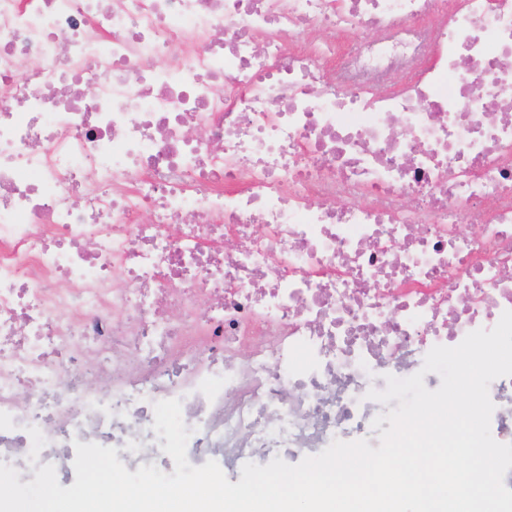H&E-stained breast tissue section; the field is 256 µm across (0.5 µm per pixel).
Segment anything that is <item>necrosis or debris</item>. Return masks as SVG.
<instances>
[{"instance_id": "4bbe7bcc", "label": "necrosis or debris", "mask_w": 512, "mask_h": 512, "mask_svg": "<svg viewBox=\"0 0 512 512\" xmlns=\"http://www.w3.org/2000/svg\"><path fill=\"white\" fill-rule=\"evenodd\" d=\"M508 310L512 0H0V462L314 456Z\"/></svg>"}]
</instances>
